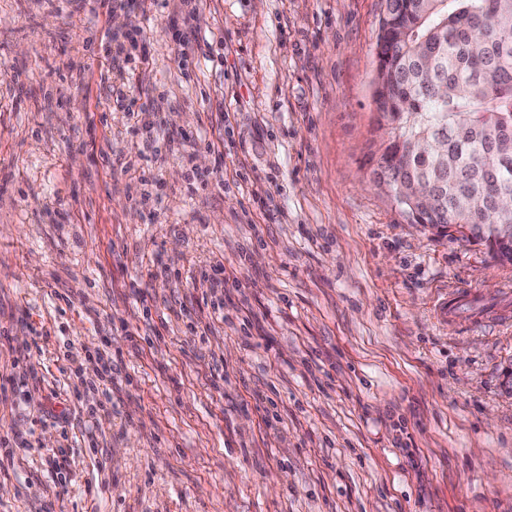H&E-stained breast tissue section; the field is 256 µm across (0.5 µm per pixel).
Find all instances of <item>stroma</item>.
Instances as JSON below:
<instances>
[{
    "instance_id": "obj_1",
    "label": "stroma",
    "mask_w": 512,
    "mask_h": 512,
    "mask_svg": "<svg viewBox=\"0 0 512 512\" xmlns=\"http://www.w3.org/2000/svg\"><path fill=\"white\" fill-rule=\"evenodd\" d=\"M191 5L0 0V512H512V265L372 182L384 0ZM121 36L124 39L123 41H121L118 33H112L108 31L105 35V37L108 39L106 55L111 54L112 56V69L115 66V63H118L119 65L120 62H124L125 64L136 62L132 57L131 50L135 49L138 45V34L123 33ZM126 43L129 45V47H127ZM116 95L117 103H120L122 106H125L128 112H137V116L139 115H150V111L147 107V104L144 102H140L141 98L136 96L135 86L131 85H123L119 88H112V94ZM140 112V113H139ZM148 112V113H147Z\"/></svg>"
}]
</instances>
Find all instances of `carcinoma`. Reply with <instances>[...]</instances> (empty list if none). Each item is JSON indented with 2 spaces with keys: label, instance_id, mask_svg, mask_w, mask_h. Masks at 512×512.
<instances>
[{
  "label": "carcinoma",
  "instance_id": "carcinoma-1",
  "mask_svg": "<svg viewBox=\"0 0 512 512\" xmlns=\"http://www.w3.org/2000/svg\"><path fill=\"white\" fill-rule=\"evenodd\" d=\"M377 36L373 102L379 142L375 179L392 192L407 181L437 201L403 211L411 223L458 226L483 244L511 224L500 194L512 195V0H386ZM429 151L406 158L409 140Z\"/></svg>",
  "mask_w": 512,
  "mask_h": 512
}]
</instances>
